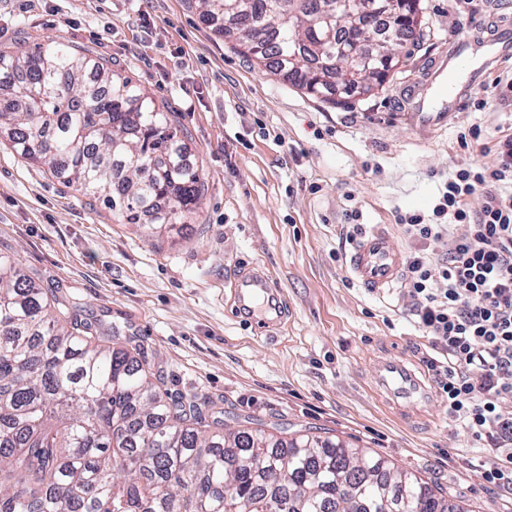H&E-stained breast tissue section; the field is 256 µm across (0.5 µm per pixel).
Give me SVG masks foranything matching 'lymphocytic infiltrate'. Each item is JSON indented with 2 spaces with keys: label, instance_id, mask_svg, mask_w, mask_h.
Returning a JSON list of instances; mask_svg holds the SVG:
<instances>
[{
  "label": "lymphocytic infiltrate",
  "instance_id": "lymphocytic-infiltrate-1",
  "mask_svg": "<svg viewBox=\"0 0 512 512\" xmlns=\"http://www.w3.org/2000/svg\"><path fill=\"white\" fill-rule=\"evenodd\" d=\"M400 226L411 244L402 285L431 341L422 362L449 418L487 442L485 481L512 489V137L496 167L458 165L431 216L407 214ZM444 237L448 257L434 261L428 248Z\"/></svg>",
  "mask_w": 512,
  "mask_h": 512
}]
</instances>
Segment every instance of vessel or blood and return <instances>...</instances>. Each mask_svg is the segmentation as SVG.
<instances>
[{
	"label": "vessel or blood",
	"instance_id": "1",
	"mask_svg": "<svg viewBox=\"0 0 512 512\" xmlns=\"http://www.w3.org/2000/svg\"><path fill=\"white\" fill-rule=\"evenodd\" d=\"M512 55V33L502 30L489 38L475 37L461 43L452 57H439L415 84L401 90L398 100L412 123L420 129L442 126L463 104L473 77L493 63ZM405 263L403 252L385 232L373 230L357 239L349 255L354 280L368 292L382 294L395 288ZM237 308H248L257 327L276 325L271 316L274 293L261 272L245 271L235 280ZM379 388L393 398L426 399L423 383L404 363L385 361L376 377Z\"/></svg>",
	"mask_w": 512,
	"mask_h": 512
}]
</instances>
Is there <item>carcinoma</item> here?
I'll return each instance as SVG.
<instances>
[{
  "instance_id": "carcinoma-1",
  "label": "carcinoma",
  "mask_w": 512,
  "mask_h": 512,
  "mask_svg": "<svg viewBox=\"0 0 512 512\" xmlns=\"http://www.w3.org/2000/svg\"><path fill=\"white\" fill-rule=\"evenodd\" d=\"M335 0H199L239 53L332 100L323 24ZM357 4L341 24L403 38L404 0L384 23ZM233 18L239 28L224 26ZM0 132L15 153L104 202L120 224L163 227L205 193L187 146L132 81L61 41L0 53ZM0 254V512H467L381 455L302 434L215 432L201 407L159 390L82 306L57 302Z\"/></svg>"
}]
</instances>
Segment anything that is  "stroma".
Listing matches in <instances>:
<instances>
[{"label": "stroma", "mask_w": 512, "mask_h": 512, "mask_svg": "<svg viewBox=\"0 0 512 512\" xmlns=\"http://www.w3.org/2000/svg\"><path fill=\"white\" fill-rule=\"evenodd\" d=\"M425 38L374 93L322 101L238 53L203 22L196 0H0V51L65 41L129 76L183 133L207 184L200 204L158 233L121 224L16 155L0 136V252L57 297L111 324L140 349L162 391L205 406L208 421L305 431L370 449L414 471L469 512H512L487 484V450L441 398L397 415L375 388L386 359L420 376L429 341L403 288L374 295L347 268L350 211L364 230L406 240L398 218L431 214L457 165H495L483 142L512 135V61L476 77L460 114L424 135L394 100L470 23L512 20V0H422ZM477 125L482 139L461 146ZM279 289L280 325L234 312L244 269Z\"/></svg>", "instance_id": "obj_1"}]
</instances>
